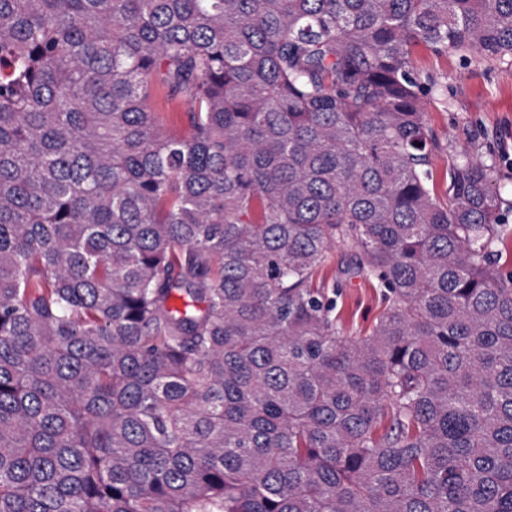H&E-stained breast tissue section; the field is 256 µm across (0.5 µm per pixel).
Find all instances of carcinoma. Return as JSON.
<instances>
[{"label":"carcinoma","mask_w":512,"mask_h":512,"mask_svg":"<svg viewBox=\"0 0 512 512\" xmlns=\"http://www.w3.org/2000/svg\"><path fill=\"white\" fill-rule=\"evenodd\" d=\"M418 45L512 0H0V512H512L497 166L434 193ZM151 105L165 126L182 130L187 125L186 106L172 99L166 89L155 87ZM347 257L336 247L330 250L324 266L314 279L315 288L336 289V312L346 336H362L376 322L384 306L376 282L347 279L341 271Z\"/></svg>","instance_id":"cac0c4a2"}]
</instances>
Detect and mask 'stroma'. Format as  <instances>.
Instances as JSON below:
<instances>
[{"mask_svg": "<svg viewBox=\"0 0 512 512\" xmlns=\"http://www.w3.org/2000/svg\"><path fill=\"white\" fill-rule=\"evenodd\" d=\"M412 66L422 81L443 90L431 97L425 115L438 142L430 156L437 195L445 194L449 168L457 153L465 151L476 159L495 158L501 195L512 201V66L424 47L414 49ZM346 262L340 248L331 249L314 285L335 290L345 335L360 336L383 310L381 290L376 283L345 278Z\"/></svg>", "mask_w": 512, "mask_h": 512, "instance_id": "35a3bbf8", "label": "stroma"}]
</instances>
